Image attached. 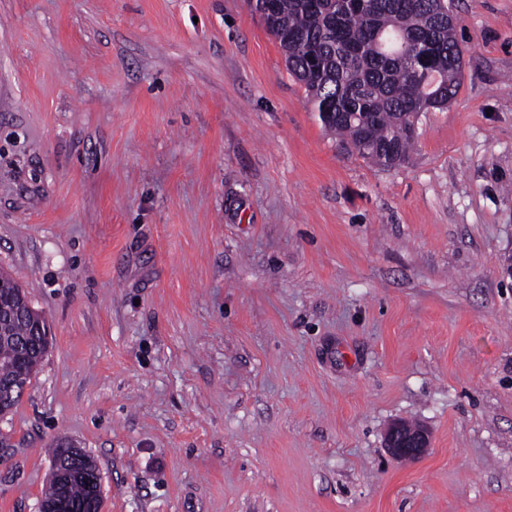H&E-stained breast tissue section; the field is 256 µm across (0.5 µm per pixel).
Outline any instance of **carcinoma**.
<instances>
[{
  "instance_id": "carcinoma-1",
  "label": "carcinoma",
  "mask_w": 512,
  "mask_h": 512,
  "mask_svg": "<svg viewBox=\"0 0 512 512\" xmlns=\"http://www.w3.org/2000/svg\"><path fill=\"white\" fill-rule=\"evenodd\" d=\"M252 8L322 125L371 164H404L419 117L446 107L460 86L464 52L448 0H256ZM20 291L0 272V388L14 378L18 357L33 372L39 366L41 337ZM96 469L83 454L50 481L44 500L84 498Z\"/></svg>"
}]
</instances>
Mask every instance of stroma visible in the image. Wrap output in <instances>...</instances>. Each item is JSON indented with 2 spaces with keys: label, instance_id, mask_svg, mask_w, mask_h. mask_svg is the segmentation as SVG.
<instances>
[{
  "label": "stroma",
  "instance_id": "stroma-1",
  "mask_svg": "<svg viewBox=\"0 0 512 512\" xmlns=\"http://www.w3.org/2000/svg\"><path fill=\"white\" fill-rule=\"evenodd\" d=\"M452 11L461 86L384 170L247 0H0V272L51 330L0 512L60 444L103 512H512V0ZM408 427L407 425L403 424ZM401 423L392 425L386 433V447L402 461L419 458L429 446V434L420 427L406 428Z\"/></svg>",
  "mask_w": 512,
  "mask_h": 512
}]
</instances>
